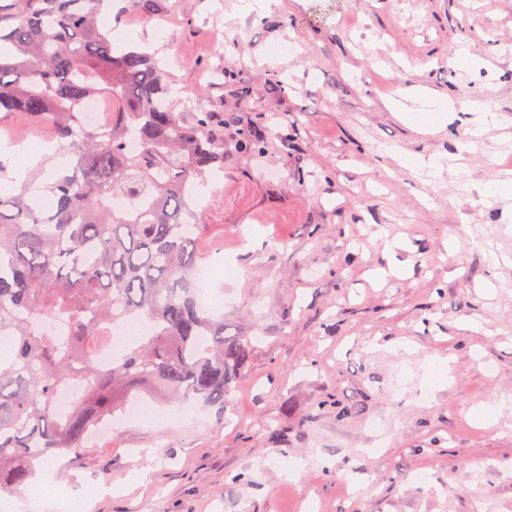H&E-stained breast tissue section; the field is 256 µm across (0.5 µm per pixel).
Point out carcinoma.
Returning <instances> with one entry per match:
<instances>
[{"instance_id": "obj_1", "label": "carcinoma", "mask_w": 512, "mask_h": 512, "mask_svg": "<svg viewBox=\"0 0 512 512\" xmlns=\"http://www.w3.org/2000/svg\"><path fill=\"white\" fill-rule=\"evenodd\" d=\"M162 2L0 0V113L49 128L70 159L46 180L49 157L0 185V495L30 485L49 457L82 456L91 427L143 392L228 407L250 363L251 339L199 305L202 213L188 187L224 170V135L205 110L190 122L174 111L166 58L114 46L100 24L113 10L148 18ZM97 94L112 102V130L80 134ZM235 149L260 155L263 139L242 130ZM129 319L142 331L101 366ZM74 376L80 395L61 412Z\"/></svg>"}]
</instances>
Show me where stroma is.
<instances>
[{
    "mask_svg": "<svg viewBox=\"0 0 512 512\" xmlns=\"http://www.w3.org/2000/svg\"><path fill=\"white\" fill-rule=\"evenodd\" d=\"M173 2L112 39L170 46L175 89L224 132L200 248L238 269L210 286L250 366L226 412L153 403L26 512H512V198L492 194L512 180V0ZM473 100L501 120L479 138ZM242 128L262 155L235 150Z\"/></svg>",
    "mask_w": 512,
    "mask_h": 512,
    "instance_id": "stroma-1",
    "label": "stroma"
}]
</instances>
